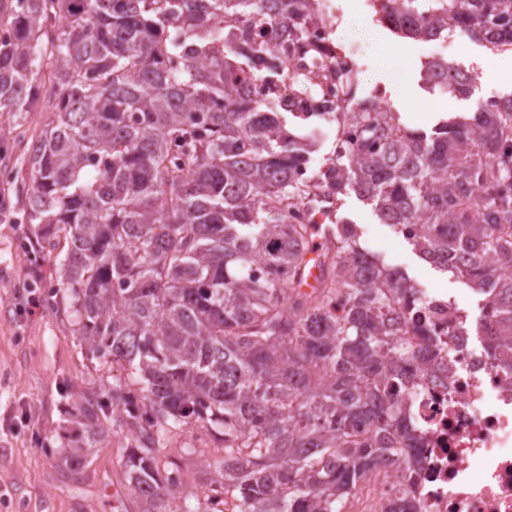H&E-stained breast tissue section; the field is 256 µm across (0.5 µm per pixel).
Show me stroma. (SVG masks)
Listing matches in <instances>:
<instances>
[{"instance_id":"35a3bbf8","label":"stroma","mask_w":512,"mask_h":512,"mask_svg":"<svg viewBox=\"0 0 512 512\" xmlns=\"http://www.w3.org/2000/svg\"><path fill=\"white\" fill-rule=\"evenodd\" d=\"M343 9L336 38L354 46L367 63L358 97L384 88L409 127L428 128L446 114L474 111L476 100L512 93L511 80L491 74L504 49L467 40L456 61L476 74L477 87L472 99L449 98L422 87L415 42H399L360 12L355 0H344ZM54 111V101L41 96L21 118L0 112V152L14 164L16 184L28 182V148ZM16 184L0 183V512H139L125 472L131 437L117 415L106 414L107 428L92 442L77 473L58 465L59 450L83 439L75 418L78 406L103 399L112 373L81 342L69 300L45 306L43 288L54 279L55 266L41 253L33 226L14 221L25 202ZM342 211L361 227L365 247L407 269L415 284L438 289L470 317L478 316V295L418 259L371 207L349 196ZM220 445L214 432L204 429L178 431L166 441L167 454L188 475L185 504L193 510L206 503V464Z\"/></svg>"}]
</instances>
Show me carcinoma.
<instances>
[{
  "label": "carcinoma",
  "mask_w": 512,
  "mask_h": 512,
  "mask_svg": "<svg viewBox=\"0 0 512 512\" xmlns=\"http://www.w3.org/2000/svg\"><path fill=\"white\" fill-rule=\"evenodd\" d=\"M314 0H0L14 32L0 41V112H26L51 46L54 118L28 156L21 224L54 259L49 298L68 294L78 335L112 375V411L135 447L125 460L140 512H173L184 470L164 454L175 429L212 428L224 448L209 485L233 512H341L386 457L403 464L384 512H422L409 486L420 435L409 376L394 359L442 341L413 317L415 284L360 243L359 227L296 224L322 192L355 194L414 253L481 296L475 335L512 370V93L506 111L476 110L410 130L399 112L352 97L357 139L326 169L296 180L316 141L288 113L235 91L288 61L248 43L278 20L300 42ZM424 17L402 38L459 33L497 48L512 0H380ZM449 81H434L438 71ZM429 90L468 99L475 79L427 62ZM422 226L420 235L407 228ZM323 239L315 261L307 259ZM316 286L300 288L312 265ZM82 407L86 440L59 466L75 472L103 428Z\"/></svg>",
  "instance_id": "cac0c4a2"
}]
</instances>
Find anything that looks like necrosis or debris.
<instances>
[{
  "instance_id": "1",
  "label": "necrosis or debris",
  "mask_w": 512,
  "mask_h": 512,
  "mask_svg": "<svg viewBox=\"0 0 512 512\" xmlns=\"http://www.w3.org/2000/svg\"><path fill=\"white\" fill-rule=\"evenodd\" d=\"M319 4L318 19L307 27L315 61L291 48L285 27L272 26L267 50L287 55V74L253 78L241 86L243 96L291 113L312 137L326 136L332 111L346 102L345 78L363 70L356 51L335 37L332 0ZM298 79L313 84L316 95H298L293 87ZM418 295L416 313L423 323L439 330L453 322L459 330L448 339L444 379H433L411 352L400 355L416 378L408 409L422 435L416 486L424 512H512V372L494 367L466 336L464 309L431 288H419ZM400 473L398 464L379 463L349 497L351 512H380Z\"/></svg>"
}]
</instances>
